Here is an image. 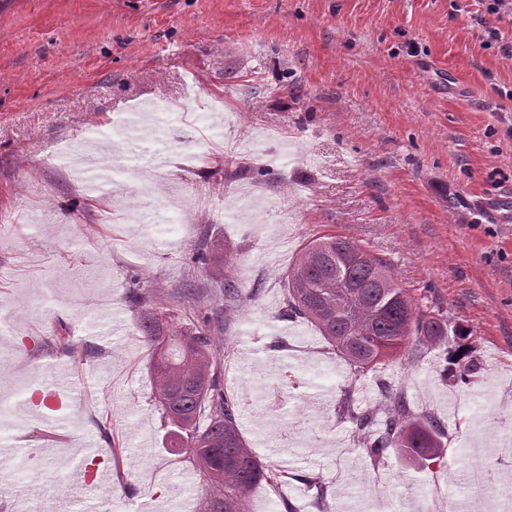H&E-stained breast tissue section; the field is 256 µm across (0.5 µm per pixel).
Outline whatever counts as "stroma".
<instances>
[{
  "mask_svg": "<svg viewBox=\"0 0 512 512\" xmlns=\"http://www.w3.org/2000/svg\"><path fill=\"white\" fill-rule=\"evenodd\" d=\"M486 0H0V404L38 411L0 458V512H50L81 481L79 450L111 456L106 512H201L208 490L187 455L163 446V419L140 339L133 290L158 307L191 289L179 327L223 311L225 267L190 258L201 237L236 266L243 294L218 380L238 407L247 448L281 473L255 512H455L463 461L512 445V58L486 47ZM173 100L142 135L118 122ZM96 140L137 178L87 195L66 153ZM261 149L270 176L246 177ZM349 236L388 259L421 307L468 329L481 365L472 387L442 380L440 349L364 374L313 327L283 317L286 274L310 238ZM102 305L115 329L93 325ZM70 334L62 349L60 331ZM296 357L273 376L247 374L242 349ZM67 368L77 389L35 408L42 372ZM400 389L447 438L431 466L393 450L361 456L340 418L388 405ZM327 397L324 407L305 396ZM381 481H374V474ZM471 512L512 494V457L484 469ZM327 486L314 502L309 481Z\"/></svg>",
  "mask_w": 512,
  "mask_h": 512,
  "instance_id": "obj_1",
  "label": "stroma"
}]
</instances>
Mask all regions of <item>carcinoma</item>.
I'll return each instance as SVG.
<instances>
[{
    "label": "carcinoma",
    "instance_id": "cac0c4a2",
    "mask_svg": "<svg viewBox=\"0 0 512 512\" xmlns=\"http://www.w3.org/2000/svg\"><path fill=\"white\" fill-rule=\"evenodd\" d=\"M242 296L232 274L224 278V309ZM140 309L139 329L151 351L149 364L156 399L166 419L172 447L192 455L206 477L209 493L204 512H247L252 492L271 483L275 470L247 448L237 425L236 403L220 389L216 368L222 349L214 336L228 331L229 319L202 318L201 327L183 330L152 307V295L133 293ZM286 314L313 325L323 339L357 371L365 373L402 357L416 359L421 346L448 345V320L424 312L411 291L402 287L390 263L358 241L327 234L307 242L288 268ZM456 354L447 371L451 383L475 382V361ZM391 404L383 418L340 405L353 425L356 446L373 462L392 449L425 466L444 456L445 432L436 419L411 413L402 392L387 390ZM209 423L201 425L203 414Z\"/></svg>",
    "mask_w": 512,
    "mask_h": 512
}]
</instances>
